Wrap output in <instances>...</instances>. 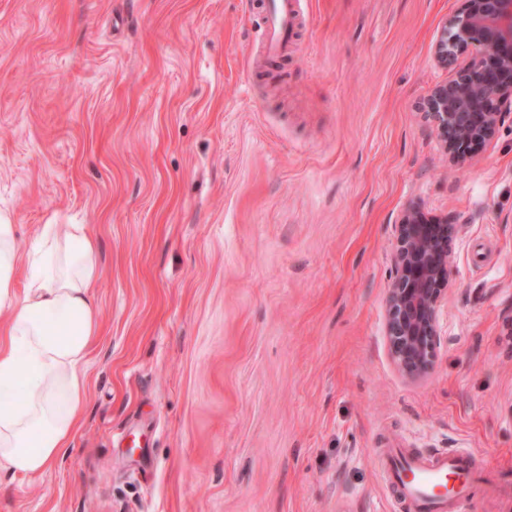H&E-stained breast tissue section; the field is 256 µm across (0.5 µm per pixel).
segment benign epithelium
I'll return each mask as SVG.
<instances>
[{"mask_svg": "<svg viewBox=\"0 0 512 512\" xmlns=\"http://www.w3.org/2000/svg\"><path fill=\"white\" fill-rule=\"evenodd\" d=\"M435 61L449 69L423 104L424 119L438 131L451 160L490 141L501 114L512 109V0H465L442 21ZM469 56L459 67L460 56ZM459 233L448 221L428 222L408 205L396 224L393 277L386 297L385 336L397 369L423 380L437 356L438 313L452 282L451 256Z\"/></svg>", "mask_w": 512, "mask_h": 512, "instance_id": "obj_1", "label": "benign epithelium"}]
</instances>
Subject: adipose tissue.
I'll return each instance as SVG.
<instances>
[{
    "mask_svg": "<svg viewBox=\"0 0 512 512\" xmlns=\"http://www.w3.org/2000/svg\"><path fill=\"white\" fill-rule=\"evenodd\" d=\"M97 243L84 225H45L29 250L0 216V470L24 477L49 469L81 419V365L99 334ZM26 285L16 290L18 269Z\"/></svg>",
    "mask_w": 512,
    "mask_h": 512,
    "instance_id": "adipose-tissue-1",
    "label": "adipose tissue"
}]
</instances>
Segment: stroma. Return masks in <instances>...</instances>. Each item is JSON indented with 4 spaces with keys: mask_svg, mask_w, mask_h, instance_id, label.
Here are the masks:
<instances>
[{
    "mask_svg": "<svg viewBox=\"0 0 512 512\" xmlns=\"http://www.w3.org/2000/svg\"><path fill=\"white\" fill-rule=\"evenodd\" d=\"M0 0V212L83 224L82 417L0 512H403L379 457L467 450L512 512V111L450 168L419 113L463 0ZM459 225L431 375L385 336L395 224ZM294 11L293 0H264L262 48L268 57L288 51Z\"/></svg>",
    "mask_w": 512,
    "mask_h": 512,
    "instance_id": "stroma-1",
    "label": "stroma"
}]
</instances>
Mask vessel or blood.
Masks as SVG:
<instances>
[{"label":"vessel or blood","instance_id":"1","mask_svg":"<svg viewBox=\"0 0 512 512\" xmlns=\"http://www.w3.org/2000/svg\"><path fill=\"white\" fill-rule=\"evenodd\" d=\"M293 18V0H264L262 43L267 56L287 52ZM382 464L400 489L406 512H455L470 484V469L456 453L406 460L401 449L390 448ZM450 477L456 480L452 493L437 494V486Z\"/></svg>","mask_w":512,"mask_h":512}]
</instances>
